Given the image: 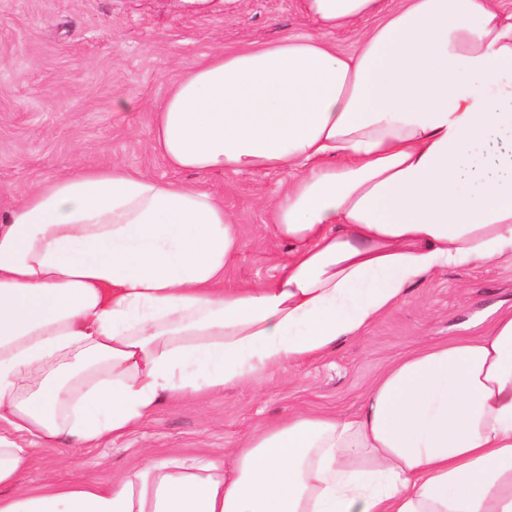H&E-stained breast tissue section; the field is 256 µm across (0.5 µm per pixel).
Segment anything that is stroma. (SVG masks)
Segmentation results:
<instances>
[{
  "instance_id": "stroma-1",
  "label": "stroma",
  "mask_w": 512,
  "mask_h": 512,
  "mask_svg": "<svg viewBox=\"0 0 512 512\" xmlns=\"http://www.w3.org/2000/svg\"><path fill=\"white\" fill-rule=\"evenodd\" d=\"M317 33L297 0H216L205 11L183 0H0V210L46 181L103 163L199 184L223 200L243 238L226 285L261 283L288 252L266 229L285 175L173 171L152 148L153 114L170 85L217 50ZM119 96L135 101L134 112L113 110ZM505 311L511 262L438 272L326 357L192 402H164L123 437L82 449L76 469L55 451H38L19 488L106 481L152 458L228 452L297 412L355 413L395 360L426 342L483 335Z\"/></svg>"
}]
</instances>
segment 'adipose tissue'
<instances>
[{
  "mask_svg": "<svg viewBox=\"0 0 512 512\" xmlns=\"http://www.w3.org/2000/svg\"><path fill=\"white\" fill-rule=\"evenodd\" d=\"M298 6L319 36L209 55L153 120L172 170L286 174L268 229L288 256L263 286L225 287L242 239L198 185L81 168L0 215V512H512V313L401 358L354 415L15 490L36 449L121 437L163 401L326 355L440 270L512 262V10ZM370 26V21L363 22L350 29L336 32L330 39L336 45V49L342 52L352 51Z\"/></svg>",
  "mask_w": 512,
  "mask_h": 512,
  "instance_id": "adipose-tissue-1",
  "label": "adipose tissue"
}]
</instances>
